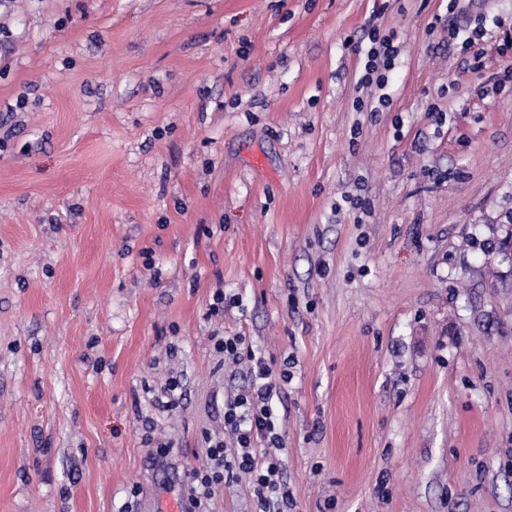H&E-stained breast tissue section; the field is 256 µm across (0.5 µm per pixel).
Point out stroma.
<instances>
[{
    "label": "stroma",
    "instance_id": "obj_1",
    "mask_svg": "<svg viewBox=\"0 0 512 512\" xmlns=\"http://www.w3.org/2000/svg\"><path fill=\"white\" fill-rule=\"evenodd\" d=\"M461 8L0 0V512L181 507L237 333L288 512H512V0ZM395 35L381 36L377 28L372 27L368 31V41L370 46L365 51L367 62L365 64V73L358 80L359 86H370L373 82L382 90L386 85L385 74L382 70L388 71L395 66V53L397 50L393 46Z\"/></svg>",
    "mask_w": 512,
    "mask_h": 512
}]
</instances>
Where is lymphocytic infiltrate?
<instances>
[{
	"mask_svg": "<svg viewBox=\"0 0 512 512\" xmlns=\"http://www.w3.org/2000/svg\"><path fill=\"white\" fill-rule=\"evenodd\" d=\"M365 72L360 85L385 87V72L394 67L396 49L393 38L368 31ZM216 349L226 357H247L250 362L249 390L243 391L224 408V430L228 440L205 444L206 467L193 470V487L187 512H202L204 500L216 486L247 475L257 500L258 512H280L288 505V493L282 486V457L277 451L283 443L274 422L275 400L281 390L277 374L265 357L248 349L241 335L217 340Z\"/></svg>",
	"mask_w": 512,
	"mask_h": 512,
	"instance_id": "obj_1",
	"label": "lymphocytic infiltrate"
}]
</instances>
